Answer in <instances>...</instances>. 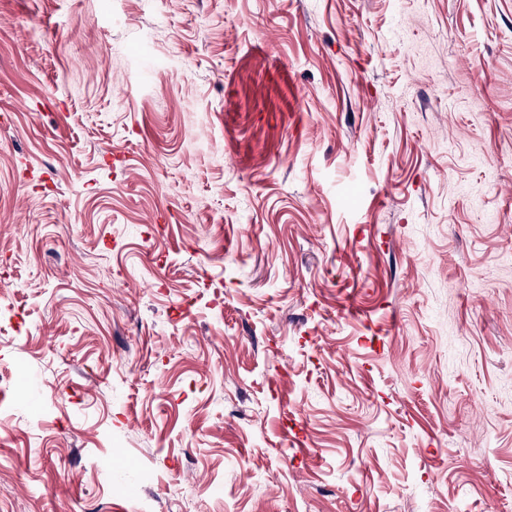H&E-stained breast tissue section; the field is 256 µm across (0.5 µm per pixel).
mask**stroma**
I'll list each match as a JSON object with an SVG mask.
<instances>
[{
	"mask_svg": "<svg viewBox=\"0 0 512 512\" xmlns=\"http://www.w3.org/2000/svg\"><path fill=\"white\" fill-rule=\"evenodd\" d=\"M0 512H512V0H0Z\"/></svg>",
	"mask_w": 512,
	"mask_h": 512,
	"instance_id": "1",
	"label": "stroma"
}]
</instances>
